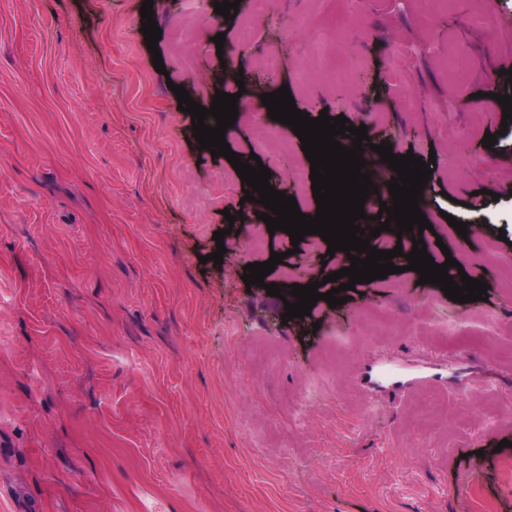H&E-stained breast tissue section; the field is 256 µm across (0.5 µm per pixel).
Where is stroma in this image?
I'll use <instances>...</instances> for the list:
<instances>
[{
  "instance_id": "stroma-1",
  "label": "stroma",
  "mask_w": 512,
  "mask_h": 512,
  "mask_svg": "<svg viewBox=\"0 0 512 512\" xmlns=\"http://www.w3.org/2000/svg\"><path fill=\"white\" fill-rule=\"evenodd\" d=\"M153 2L154 53L143 0H0V512H512V423L490 413L512 394V300L495 287L512 256L496 101L512 96V0H494L498 23L473 0H270L264 18L241 0L222 24L209 0ZM270 18L288 22L273 69ZM326 43L344 82L315 63ZM255 67L310 117L366 126L381 197L366 215L390 199L375 145L435 155L426 249L447 246L487 300L454 302L407 271L279 325L275 297L226 279L208 258L220 246L241 267L284 254L269 284L350 264L291 253L282 231L249 252L264 207L225 193L236 171L178 108L176 85L254 107L237 80ZM225 139L315 215L290 176L307 162L291 129L241 122ZM375 308L385 322L360 320Z\"/></svg>"
}]
</instances>
